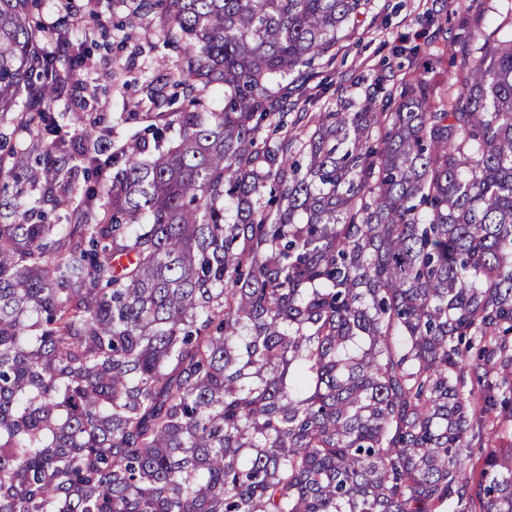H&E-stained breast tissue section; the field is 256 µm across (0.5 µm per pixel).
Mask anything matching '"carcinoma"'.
Masks as SVG:
<instances>
[{"label":"carcinoma","mask_w":512,"mask_h":512,"mask_svg":"<svg viewBox=\"0 0 512 512\" xmlns=\"http://www.w3.org/2000/svg\"><path fill=\"white\" fill-rule=\"evenodd\" d=\"M37 2L0 0V512H512V447L457 465L512 391V38L469 22L446 108L370 93L301 163L272 86L363 0H131L182 101L107 155L41 107L84 57ZM61 3L63 0H41L38 10L33 16V25L45 33L51 32L57 25Z\"/></svg>","instance_id":"cac0c4a2"}]
</instances>
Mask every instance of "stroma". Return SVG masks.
<instances>
[{"mask_svg":"<svg viewBox=\"0 0 512 512\" xmlns=\"http://www.w3.org/2000/svg\"><path fill=\"white\" fill-rule=\"evenodd\" d=\"M362 15L331 51L316 59L309 77L290 82L287 110L313 118L335 109L340 99L358 101L384 76V94L396 95L414 75L449 76L460 58L456 38L461 13L501 25L512 36V0H364ZM179 52L155 28L137 26L131 39L111 37L91 47L78 75V90H65L50 103L54 112L74 111L82 96L91 112H103L120 145L142 129L143 114L153 112L149 87L174 70ZM469 446L461 460L469 481H477L494 449L512 443V416L489 418L473 412Z\"/></svg>","mask_w":512,"mask_h":512,"instance_id":"1","label":"stroma"}]
</instances>
